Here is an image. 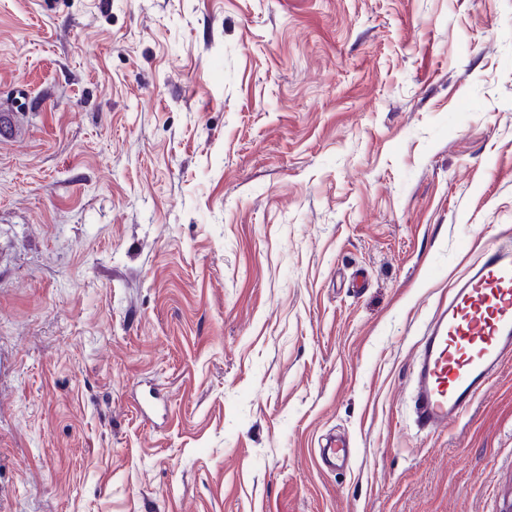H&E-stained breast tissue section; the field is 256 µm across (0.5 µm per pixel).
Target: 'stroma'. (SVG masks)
<instances>
[{"mask_svg":"<svg viewBox=\"0 0 512 512\" xmlns=\"http://www.w3.org/2000/svg\"><path fill=\"white\" fill-rule=\"evenodd\" d=\"M506 236L512 0H0V512H505L512 364L409 392ZM348 443L345 439L334 441L328 448H323L322 464L329 470L342 468L346 463V449Z\"/></svg>","mask_w":512,"mask_h":512,"instance_id":"35a3bbf8","label":"stroma"}]
</instances>
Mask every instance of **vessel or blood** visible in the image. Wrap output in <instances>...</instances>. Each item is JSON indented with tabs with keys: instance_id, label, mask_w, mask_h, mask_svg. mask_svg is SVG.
I'll return each instance as SVG.
<instances>
[{
	"instance_id": "b4317fda",
	"label": "vessel or blood",
	"mask_w": 512,
	"mask_h": 512,
	"mask_svg": "<svg viewBox=\"0 0 512 512\" xmlns=\"http://www.w3.org/2000/svg\"><path fill=\"white\" fill-rule=\"evenodd\" d=\"M512 362V238L485 250L448 290L414 355V419L450 430Z\"/></svg>"
}]
</instances>
